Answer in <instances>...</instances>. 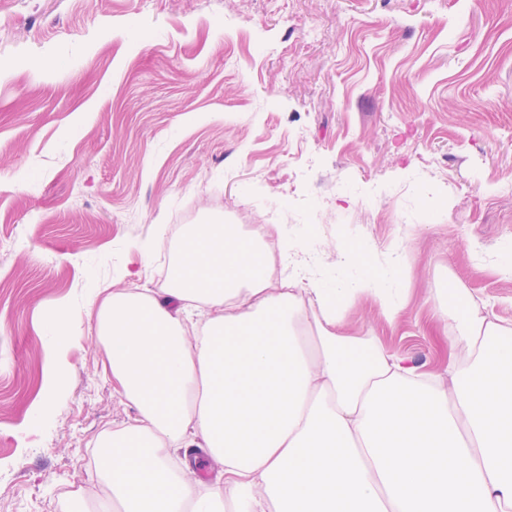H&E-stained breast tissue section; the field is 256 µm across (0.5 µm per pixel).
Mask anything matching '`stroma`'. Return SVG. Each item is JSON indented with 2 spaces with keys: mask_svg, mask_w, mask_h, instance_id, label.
Segmentation results:
<instances>
[{
  "mask_svg": "<svg viewBox=\"0 0 512 512\" xmlns=\"http://www.w3.org/2000/svg\"><path fill=\"white\" fill-rule=\"evenodd\" d=\"M219 219L331 282L337 246L400 249L399 322L346 321L422 370L440 303L512 322V0H0V512H113L79 465L138 411L88 305L166 287L172 225Z\"/></svg>",
  "mask_w": 512,
  "mask_h": 512,
  "instance_id": "stroma-1",
  "label": "stroma"
}]
</instances>
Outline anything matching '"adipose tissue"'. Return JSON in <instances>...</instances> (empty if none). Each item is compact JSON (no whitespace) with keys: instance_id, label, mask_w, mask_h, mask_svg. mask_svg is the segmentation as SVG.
<instances>
[{"instance_id":"ef3b65f1","label":"adipose tissue","mask_w":512,"mask_h":512,"mask_svg":"<svg viewBox=\"0 0 512 512\" xmlns=\"http://www.w3.org/2000/svg\"><path fill=\"white\" fill-rule=\"evenodd\" d=\"M278 247L289 273L276 284L264 234L194 224L161 294L98 305L107 370L139 412L98 458L118 512H512V325L442 309L457 357L424 371L362 349L345 321L360 298L400 318L398 251L378 271L340 248L357 275L333 288L307 276L299 245ZM191 447L222 466L221 487L201 492L173 464Z\"/></svg>"}]
</instances>
